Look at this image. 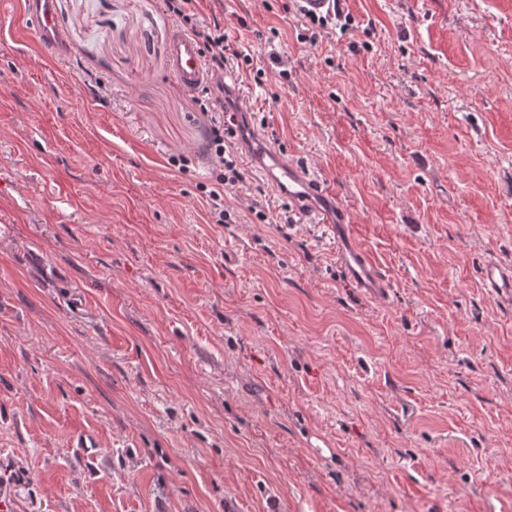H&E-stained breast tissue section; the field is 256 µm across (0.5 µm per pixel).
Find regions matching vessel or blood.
Listing matches in <instances>:
<instances>
[{
  "label": "vessel or blood",
  "instance_id": "vessel-or-blood-1",
  "mask_svg": "<svg viewBox=\"0 0 512 512\" xmlns=\"http://www.w3.org/2000/svg\"><path fill=\"white\" fill-rule=\"evenodd\" d=\"M24 13L37 43L45 51L64 55V31L57 19L54 0H25ZM167 55L172 75L185 90H196L207 81L209 74L202 49L191 36L175 33L169 41ZM249 155L269 180L274 193L287 198L305 214L332 212L337 238H349L351 226L345 208L304 167L263 139L253 142ZM340 261L354 287L374 296L384 294L388 288L387 277L366 252L352 246L343 248ZM481 279L493 297L512 302V265L488 260Z\"/></svg>",
  "mask_w": 512,
  "mask_h": 512
}]
</instances>
